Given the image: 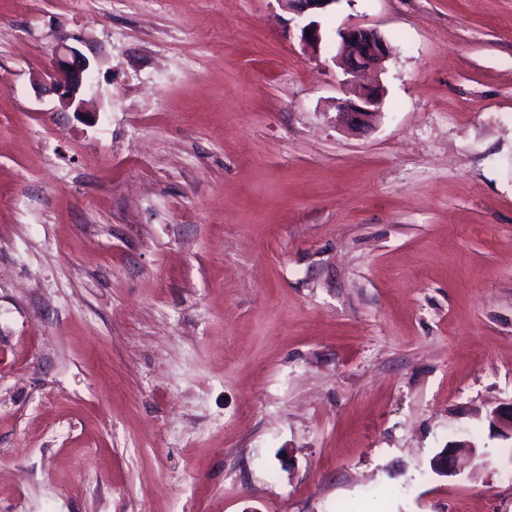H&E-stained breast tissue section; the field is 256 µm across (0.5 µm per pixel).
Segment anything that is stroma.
Here are the masks:
<instances>
[{
	"label": "stroma",
	"mask_w": 512,
	"mask_h": 512,
	"mask_svg": "<svg viewBox=\"0 0 512 512\" xmlns=\"http://www.w3.org/2000/svg\"><path fill=\"white\" fill-rule=\"evenodd\" d=\"M318 22L0 0V512H512V0ZM350 26L392 46L362 134ZM89 76V59L76 46L64 41L59 43L54 51L52 73L48 77L64 107H73L74 112H83L80 94Z\"/></svg>",
	"instance_id": "stroma-1"
}]
</instances>
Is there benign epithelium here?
I'll return each instance as SVG.
<instances>
[{"label": "benign epithelium", "mask_w": 512, "mask_h": 512, "mask_svg": "<svg viewBox=\"0 0 512 512\" xmlns=\"http://www.w3.org/2000/svg\"><path fill=\"white\" fill-rule=\"evenodd\" d=\"M282 6L298 16L309 18L300 29L304 45L317 50L321 42V29L315 17L323 14L337 0H281ZM341 47L338 63L347 75L352 97L336 103L337 121L350 131L372 127L383 98L378 85H367L361 77L367 72L381 71L391 56L392 48L387 41L372 29L347 27L339 33ZM90 76L89 59L79 48L59 43L54 51L53 69L49 74L50 84L58 93L63 106L82 111L80 94ZM493 426L512 435V404L490 412ZM458 446L450 445L438 453L432 461L433 470L443 476L455 473Z\"/></svg>", "instance_id": "benign-epithelium-1"}]
</instances>
